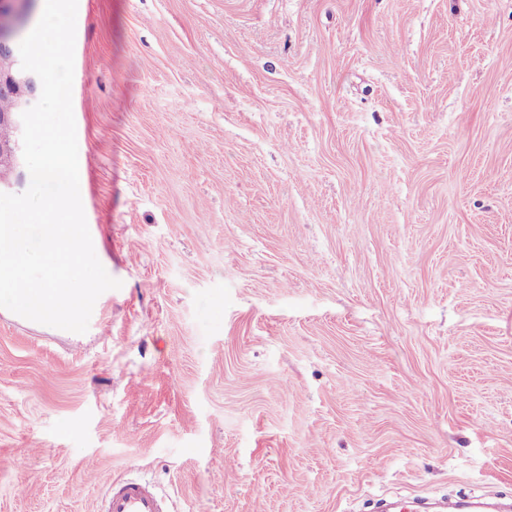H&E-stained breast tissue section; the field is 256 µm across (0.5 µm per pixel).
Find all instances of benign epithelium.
<instances>
[{
    "mask_svg": "<svg viewBox=\"0 0 512 512\" xmlns=\"http://www.w3.org/2000/svg\"><path fill=\"white\" fill-rule=\"evenodd\" d=\"M32 0H0V92L13 97L11 109L0 112V167L17 160L18 143L10 135L21 128V114L36 102L37 77L21 68L15 45L29 16Z\"/></svg>",
    "mask_w": 512,
    "mask_h": 512,
    "instance_id": "obj_1",
    "label": "benign epithelium"
}]
</instances>
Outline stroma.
I'll list each match as a JSON object with an SVG mask.
<instances>
[{
    "mask_svg": "<svg viewBox=\"0 0 512 512\" xmlns=\"http://www.w3.org/2000/svg\"><path fill=\"white\" fill-rule=\"evenodd\" d=\"M116 290L0 308V512L512 495V0H78ZM97 512H168L155 488L146 481H113L96 506Z\"/></svg>",
    "mask_w": 512,
    "mask_h": 512,
    "instance_id": "35a3bbf8",
    "label": "stroma"
}]
</instances>
